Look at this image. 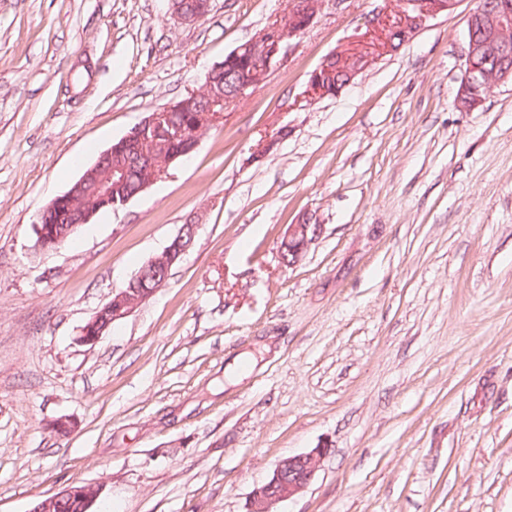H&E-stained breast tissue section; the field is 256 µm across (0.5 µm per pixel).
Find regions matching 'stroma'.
<instances>
[{
  "label": "stroma",
  "instance_id": "35a3bbf8",
  "mask_svg": "<svg viewBox=\"0 0 512 512\" xmlns=\"http://www.w3.org/2000/svg\"><path fill=\"white\" fill-rule=\"evenodd\" d=\"M289 0H0V512L96 482L92 512H512V84L453 99L476 0L393 52L399 0H322L285 65L187 158L53 251L38 213ZM370 65L310 99L331 53ZM322 231L295 265L289 225ZM166 283L83 327L181 225ZM71 419L68 434L51 427ZM180 0H169L170 10L178 20L185 24H192L202 19L209 11L210 0H191L189 9L179 8L175 5ZM327 450L320 445L307 453L281 458L267 481L252 491L249 512H278L273 510L278 503L308 486Z\"/></svg>",
  "mask_w": 512,
  "mask_h": 512
}]
</instances>
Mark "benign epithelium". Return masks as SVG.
<instances>
[{
    "instance_id": "1",
    "label": "benign epithelium",
    "mask_w": 512,
    "mask_h": 512,
    "mask_svg": "<svg viewBox=\"0 0 512 512\" xmlns=\"http://www.w3.org/2000/svg\"><path fill=\"white\" fill-rule=\"evenodd\" d=\"M170 10L178 20L192 24L209 11L210 0H192L188 9L177 6L178 0H169ZM455 0H400L404 21L391 26L385 48L394 50V38L404 43L425 21L452 8ZM320 0H290L288 12L275 23L256 33L249 41L231 51L230 59L245 66L243 75L237 78L232 93L224 95L214 76L224 71V64L213 66L205 77L201 90L188 95L160 110L150 113L125 136L101 152L90 168L64 194L52 199L38 214L44 224L53 219L55 224L68 225L75 232L90 223L102 207V202L112 197L111 184L126 177L123 158L133 157L144 170L145 177L136 193L145 191L151 184L167 174L169 166L193 152L203 134L224 122V106L250 97L268 75L287 60L312 24ZM512 0H478L477 7L467 19V49L460 77V87L455 105L463 111L481 106L489 90L500 83L512 82ZM337 57L331 55L317 67L309 78L312 94L323 98L350 84L364 69L369 59L364 55L339 57L345 63L341 70L343 79L335 88L325 80L331 71L328 62ZM201 100L206 110L200 117L182 126L163 124L162 113L184 112L187 101ZM199 225L184 224L170 244L157 257L149 260L127 285L116 290L106 303L83 328L80 341L93 343L110 326L133 313L151 298L167 281L174 265L182 261L194 245ZM319 224H290L283 240L288 244V265L298 263L308 246L320 234ZM62 236L50 228H37L36 247L48 251L58 248ZM325 446L280 459L266 482L252 491L249 512H275L274 507L303 491L313 479ZM102 493L98 483H82L69 486L53 496L36 502L30 512H61L74 501L90 512Z\"/></svg>"
}]
</instances>
